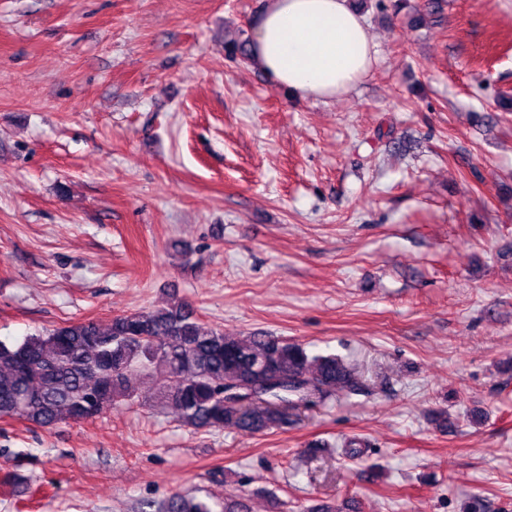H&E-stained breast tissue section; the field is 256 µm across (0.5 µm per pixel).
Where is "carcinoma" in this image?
<instances>
[{"instance_id": "obj_1", "label": "carcinoma", "mask_w": 512, "mask_h": 512, "mask_svg": "<svg viewBox=\"0 0 512 512\" xmlns=\"http://www.w3.org/2000/svg\"><path fill=\"white\" fill-rule=\"evenodd\" d=\"M153 381L150 396L138 382ZM294 378L282 397L242 402L226 391ZM364 383L337 355L310 354L282 336L255 332L229 337L208 325L187 301L170 298L148 311L68 322L22 342L0 341V418L53 429L88 421L141 399L193 431L224 428L248 434L277 430L301 406H324L359 393ZM154 512H251L240 496L219 505L178 495Z\"/></svg>"}]
</instances>
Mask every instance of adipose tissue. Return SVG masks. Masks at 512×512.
Returning a JSON list of instances; mask_svg holds the SVG:
<instances>
[{
	"label": "adipose tissue",
	"instance_id": "adipose-tissue-1",
	"mask_svg": "<svg viewBox=\"0 0 512 512\" xmlns=\"http://www.w3.org/2000/svg\"><path fill=\"white\" fill-rule=\"evenodd\" d=\"M377 49L348 0H264L251 38L252 62L305 100H329L365 79Z\"/></svg>",
	"mask_w": 512,
	"mask_h": 512
}]
</instances>
